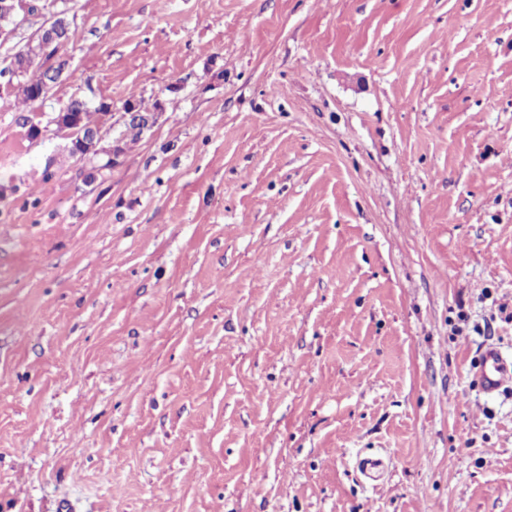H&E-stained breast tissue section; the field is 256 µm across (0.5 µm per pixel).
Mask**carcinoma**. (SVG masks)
Masks as SVG:
<instances>
[{
	"instance_id": "obj_1",
	"label": "carcinoma",
	"mask_w": 512,
	"mask_h": 512,
	"mask_svg": "<svg viewBox=\"0 0 512 512\" xmlns=\"http://www.w3.org/2000/svg\"><path fill=\"white\" fill-rule=\"evenodd\" d=\"M55 49L43 45L40 38L27 41L24 46L12 54L9 63L0 69V79L10 78V74L17 72L14 83L8 87L22 103L34 105L42 102L38 91L50 82L48 70L43 68L41 60L49 59ZM112 105L108 102L87 104L80 98H74L67 105L69 116L78 129H90L97 126L102 115L111 111Z\"/></svg>"
}]
</instances>
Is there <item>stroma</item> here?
Masks as SVG:
<instances>
[{
	"label": "stroma",
	"instance_id": "obj_1",
	"mask_svg": "<svg viewBox=\"0 0 512 512\" xmlns=\"http://www.w3.org/2000/svg\"><path fill=\"white\" fill-rule=\"evenodd\" d=\"M0 97V512H512V0H35ZM157 125L91 170L33 111ZM378 458L376 478L359 462ZM69 30L65 36V42L60 45L59 48H48L43 45L39 37L28 40L24 46L12 54L9 63L0 69V85L1 78H7V84H11L10 74L18 72L14 80V83L9 86H4L7 90L11 91L15 97H18L23 104L34 105L42 103L43 100L36 94L37 91L42 90L50 82L48 76V70L43 69L41 60H48L55 51L66 45L69 41ZM9 74V75H8ZM48 85L47 87H50ZM40 96L47 97L45 89L42 90ZM136 106L138 111L134 107V102L128 101L123 107L124 112H120V120L123 124L139 126L146 133L157 123L159 114L163 112V104L160 102V108L157 112H153L158 107L157 101L153 103L152 108L143 106L141 102L136 103ZM135 126L125 127L126 130L123 132V136L125 138L131 137L132 142L137 141L142 135L141 131ZM473 378L479 389L487 395H496L511 388L512 358L497 348L484 349Z\"/></svg>",
	"mask_w": 512,
	"mask_h": 512
}]
</instances>
